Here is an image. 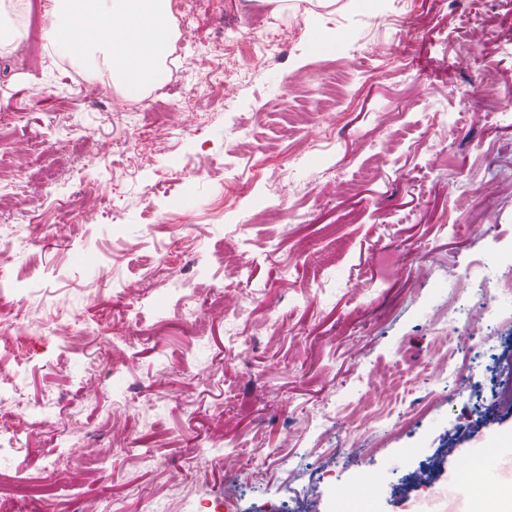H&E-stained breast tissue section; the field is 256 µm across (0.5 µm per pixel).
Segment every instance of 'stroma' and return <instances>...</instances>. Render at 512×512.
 I'll return each mask as SVG.
<instances>
[{
  "instance_id": "obj_1",
  "label": "stroma",
  "mask_w": 512,
  "mask_h": 512,
  "mask_svg": "<svg viewBox=\"0 0 512 512\" xmlns=\"http://www.w3.org/2000/svg\"><path fill=\"white\" fill-rule=\"evenodd\" d=\"M179 37L172 96L138 114L113 106L108 73L63 66L47 43L0 48V111L21 117L0 122L4 169L28 185L0 198V236L41 242L0 258L8 300L28 306L20 344H0L25 384L21 400L0 396V427L19 438L0 449V473L23 484L54 453L69 458L48 478L56 495L20 498L16 512H139L132 489L175 506L188 485L185 512H351L371 475L369 512H413L411 473L452 468L471 492L466 512H512L468 475L512 442V411L484 412L512 351V305L458 347L481 349L482 394L453 389L440 365L393 406L375 404L370 382L380 365L429 361L461 276L503 273L512 254V121L498 116L512 90V0H288L282 14L265 0H205ZM334 68L343 80L329 97L321 79ZM327 111L333 147L294 152ZM161 119L173 138L136 141ZM374 148L388 162L370 170ZM187 235L192 256L171 253L136 303L124 287L138 259ZM225 241L246 260L241 276L211 256ZM201 284L246 315L199 302L194 336L182 335L178 303ZM115 333L130 339L110 363L101 352ZM430 393L435 409L395 434L407 403ZM117 398L132 407L113 412ZM76 404L84 437L57 447L55 421ZM90 450L104 457L92 476ZM248 450L255 463L238 464Z\"/></svg>"
}]
</instances>
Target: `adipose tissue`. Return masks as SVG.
<instances>
[{"mask_svg": "<svg viewBox=\"0 0 512 512\" xmlns=\"http://www.w3.org/2000/svg\"><path fill=\"white\" fill-rule=\"evenodd\" d=\"M47 17L45 36L59 54L79 61L97 52L114 89L129 97L162 81L178 36L172 0H54ZM86 30L98 41L83 43Z\"/></svg>", "mask_w": 512, "mask_h": 512, "instance_id": "ef3b65f1", "label": "adipose tissue"}]
</instances>
